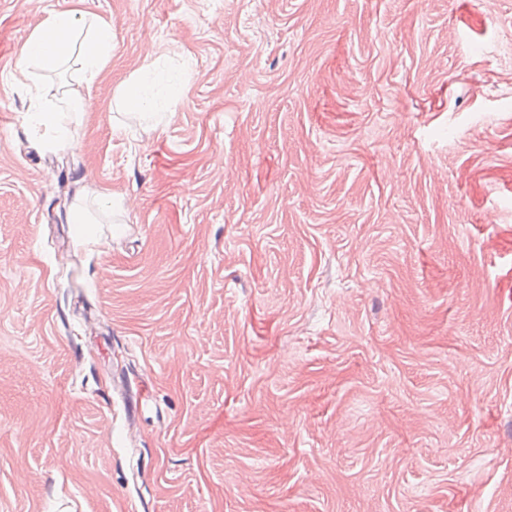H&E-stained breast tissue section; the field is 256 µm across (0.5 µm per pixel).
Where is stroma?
I'll return each instance as SVG.
<instances>
[{
    "mask_svg": "<svg viewBox=\"0 0 512 512\" xmlns=\"http://www.w3.org/2000/svg\"><path fill=\"white\" fill-rule=\"evenodd\" d=\"M65 9L115 47L53 153ZM0 512H512V0H0ZM112 39V27L97 16L62 10L38 24L20 47L12 81L31 95L28 129L46 150L57 153L75 146L71 127L112 57ZM35 70L71 71L72 81L55 82ZM154 65L155 61L146 63L133 80L118 90V96L126 106L142 114H157L170 107L166 100L153 92V85L161 77ZM68 221V224H75L78 228L79 238L88 243L97 242L90 234L84 231L87 226L86 224H96L98 221L88 207L83 204V197H77L70 205Z\"/></svg>",
    "mask_w": 512,
    "mask_h": 512,
    "instance_id": "35a3bbf8",
    "label": "stroma"
}]
</instances>
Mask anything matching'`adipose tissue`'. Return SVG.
Instances as JSON below:
<instances>
[{"mask_svg":"<svg viewBox=\"0 0 512 512\" xmlns=\"http://www.w3.org/2000/svg\"><path fill=\"white\" fill-rule=\"evenodd\" d=\"M112 39L111 26L97 16L62 10L38 24L20 47L12 81L31 96L28 129L46 150L57 153L74 147L71 127L83 114L92 86L112 57ZM154 54V49H147L146 64L118 90L128 108L143 114L169 107L153 91L160 79L152 63ZM62 70L70 72V80L54 81L53 73Z\"/></svg>","mask_w":512,"mask_h":512,"instance_id":"adipose-tissue-1","label":"adipose tissue"}]
</instances>
